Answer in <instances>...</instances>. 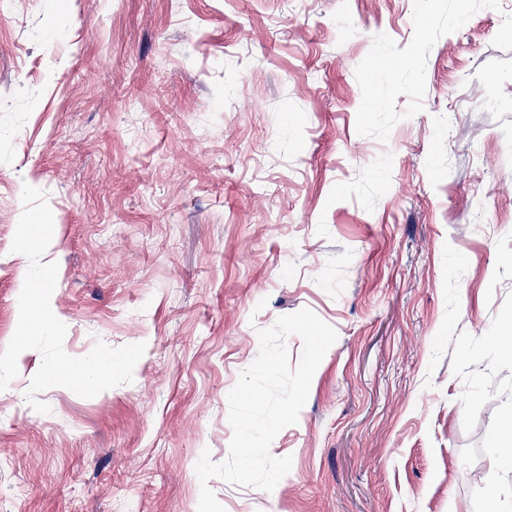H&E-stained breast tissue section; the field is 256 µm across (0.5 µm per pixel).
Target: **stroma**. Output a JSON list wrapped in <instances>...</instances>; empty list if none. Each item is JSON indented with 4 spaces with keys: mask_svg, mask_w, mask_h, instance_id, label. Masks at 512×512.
<instances>
[{
    "mask_svg": "<svg viewBox=\"0 0 512 512\" xmlns=\"http://www.w3.org/2000/svg\"><path fill=\"white\" fill-rule=\"evenodd\" d=\"M54 216L64 351L142 343L84 398L0 391V512H197L258 331L337 332L273 491L225 512H490L512 487V0H11L0 13V351Z\"/></svg>",
    "mask_w": 512,
    "mask_h": 512,
    "instance_id": "35a3bbf8",
    "label": "stroma"
}]
</instances>
